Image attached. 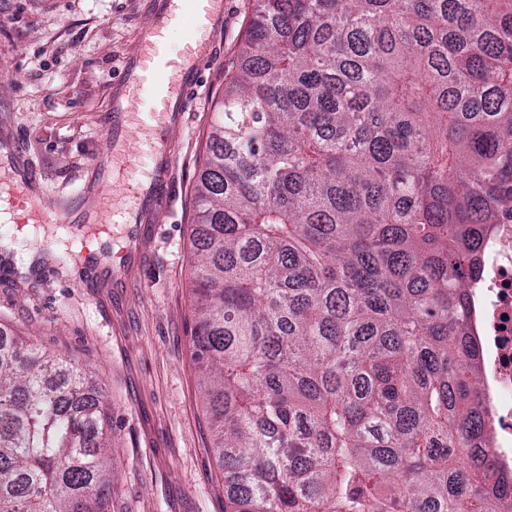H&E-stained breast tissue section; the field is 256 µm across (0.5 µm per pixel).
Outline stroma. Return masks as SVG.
<instances>
[{
  "mask_svg": "<svg viewBox=\"0 0 512 512\" xmlns=\"http://www.w3.org/2000/svg\"><path fill=\"white\" fill-rule=\"evenodd\" d=\"M255 0H224V29L174 134L169 204L152 224L88 221L112 154L150 169V140H113L112 85L150 23L148 0H0V189L33 159L71 221L0 222V336L21 338L87 372L109 404L112 512H224V479L197 391L191 284L196 177ZM112 263H63L66 250Z\"/></svg>",
  "mask_w": 512,
  "mask_h": 512,
  "instance_id": "stroma-1",
  "label": "stroma"
}]
</instances>
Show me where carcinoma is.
Returning <instances> with one entry per match:
<instances>
[{
  "label": "carcinoma",
  "instance_id": "cac0c4a2",
  "mask_svg": "<svg viewBox=\"0 0 512 512\" xmlns=\"http://www.w3.org/2000/svg\"><path fill=\"white\" fill-rule=\"evenodd\" d=\"M512 218V0H256L193 218L224 512H512L469 290ZM109 408L0 339V512H112Z\"/></svg>",
  "mask_w": 512,
  "mask_h": 512
}]
</instances>
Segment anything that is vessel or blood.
<instances>
[{"mask_svg": "<svg viewBox=\"0 0 512 512\" xmlns=\"http://www.w3.org/2000/svg\"><path fill=\"white\" fill-rule=\"evenodd\" d=\"M185 25L190 38L181 56L167 48L170 27ZM224 26V0H156L151 22L126 59L122 84L112 103V137L125 139L146 132L155 150L153 168L147 181H129L125 189L134 204L126 211L105 209L101 224L141 223L159 215L167 205V185L173 161L172 137L182 122L188 93L195 89L200 73L210 60V48ZM149 95L153 109L149 122L139 120L133 103ZM39 183L32 160L21 164L20 177L9 199L12 223L37 224L53 220L50 201L36 191Z\"/></svg>", "mask_w": 512, "mask_h": 512, "instance_id": "obj_1", "label": "vessel or blood"}]
</instances>
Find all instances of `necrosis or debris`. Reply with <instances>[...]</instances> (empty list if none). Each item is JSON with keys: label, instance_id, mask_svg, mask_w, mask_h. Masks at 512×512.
Instances as JSON below:
<instances>
[{"label": "necrosis or debris", "instance_id": "4bbe7bcc", "mask_svg": "<svg viewBox=\"0 0 512 512\" xmlns=\"http://www.w3.org/2000/svg\"><path fill=\"white\" fill-rule=\"evenodd\" d=\"M470 303L489 438L512 472V223L492 225Z\"/></svg>", "mask_w": 512, "mask_h": 512}]
</instances>
